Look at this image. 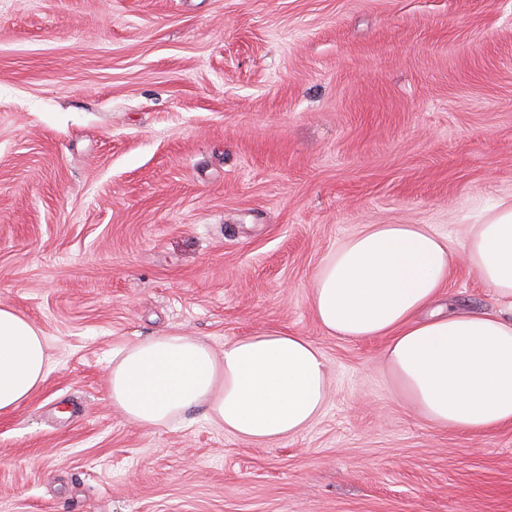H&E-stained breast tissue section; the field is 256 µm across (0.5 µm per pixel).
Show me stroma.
Instances as JSON below:
<instances>
[{
  "label": "stroma",
  "instance_id": "obj_1",
  "mask_svg": "<svg viewBox=\"0 0 512 512\" xmlns=\"http://www.w3.org/2000/svg\"><path fill=\"white\" fill-rule=\"evenodd\" d=\"M512 200V0H0V306L52 368L0 414V512H512V425L427 421L387 337L324 334L325 256L367 224L461 238ZM493 309L456 260L444 293ZM312 341L328 397L256 444L145 428L112 353Z\"/></svg>",
  "mask_w": 512,
  "mask_h": 512
}]
</instances>
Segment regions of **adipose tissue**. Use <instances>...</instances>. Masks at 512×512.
<instances>
[{"instance_id":"ef3b65f1","label":"adipose tissue","mask_w":512,"mask_h":512,"mask_svg":"<svg viewBox=\"0 0 512 512\" xmlns=\"http://www.w3.org/2000/svg\"><path fill=\"white\" fill-rule=\"evenodd\" d=\"M497 308L437 309L456 252ZM310 309L322 331L346 340L388 337L384 360L428 421L467 433L512 424V202L491 208L460 244L426 224H369L322 261ZM52 362L29 320L0 306V414L25 403ZM113 407L142 427L204 408L208 420L254 443L292 437L321 412L327 370L307 338L277 330L225 341L216 355L172 331L112 355Z\"/></svg>"}]
</instances>
